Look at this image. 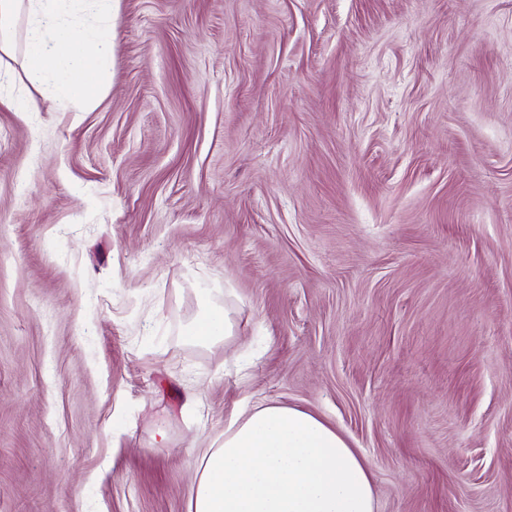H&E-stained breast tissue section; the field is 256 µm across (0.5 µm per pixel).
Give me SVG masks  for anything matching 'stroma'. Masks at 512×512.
Segmentation results:
<instances>
[{
  "label": "stroma",
  "instance_id": "1",
  "mask_svg": "<svg viewBox=\"0 0 512 512\" xmlns=\"http://www.w3.org/2000/svg\"><path fill=\"white\" fill-rule=\"evenodd\" d=\"M112 25L96 105L0 108V512H189L246 402L340 430L378 512H512V0ZM189 335L198 342L211 343L224 337L230 341L235 335V324L229 313L218 306L208 309L189 329Z\"/></svg>",
  "mask_w": 512,
  "mask_h": 512
}]
</instances>
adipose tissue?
Segmentation results:
<instances>
[{
  "label": "adipose tissue",
  "instance_id": "ef3b65f1",
  "mask_svg": "<svg viewBox=\"0 0 512 512\" xmlns=\"http://www.w3.org/2000/svg\"><path fill=\"white\" fill-rule=\"evenodd\" d=\"M23 48V73L64 111L103 94L112 58V0H0V106L27 109L8 65ZM190 512H376L370 467L319 417L281 404L244 407L195 474Z\"/></svg>",
  "mask_w": 512,
  "mask_h": 512
}]
</instances>
